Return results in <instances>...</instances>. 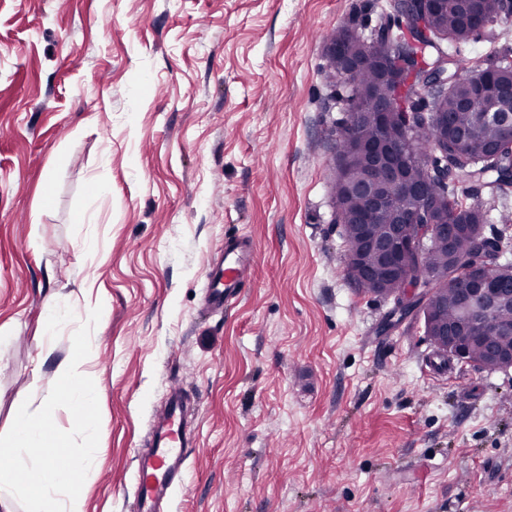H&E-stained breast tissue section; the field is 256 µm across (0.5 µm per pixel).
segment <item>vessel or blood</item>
<instances>
[{"label": "vessel or blood", "instance_id": "obj_1", "mask_svg": "<svg viewBox=\"0 0 512 512\" xmlns=\"http://www.w3.org/2000/svg\"><path fill=\"white\" fill-rule=\"evenodd\" d=\"M256 249L241 236H228L217 261L208 265L204 305L223 313L242 294L256 264ZM190 442L178 389H170L163 418L151 432V446L137 453L136 512H164L173 487L183 484Z\"/></svg>", "mask_w": 512, "mask_h": 512}]
</instances>
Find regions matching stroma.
Wrapping results in <instances>:
<instances>
[{
	"label": "stroma",
	"mask_w": 512,
	"mask_h": 512,
	"mask_svg": "<svg viewBox=\"0 0 512 512\" xmlns=\"http://www.w3.org/2000/svg\"><path fill=\"white\" fill-rule=\"evenodd\" d=\"M391 2L0 0V443L72 351L92 267L105 453L86 512H134L171 386L196 440L169 512H512V369L442 363L419 317L346 272L327 38ZM228 234L257 263L212 315ZM58 292L72 309L39 367Z\"/></svg>",
	"instance_id": "1"
}]
</instances>
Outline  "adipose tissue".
I'll use <instances>...</instances> for the list:
<instances>
[{
    "label": "adipose tissue",
    "instance_id": "ef3b65f1",
    "mask_svg": "<svg viewBox=\"0 0 512 512\" xmlns=\"http://www.w3.org/2000/svg\"><path fill=\"white\" fill-rule=\"evenodd\" d=\"M106 308L101 296L88 305L86 325L75 340V348L56 364L37 408L17 410L18 431L0 445V454L10 457L15 467L11 478L0 479V512H17L21 504L29 505V512H86V487L96 474L102 453L97 444L102 424L92 412L100 385L90 381L87 366L98 349L93 325ZM62 396L83 441L73 468L65 473L55 471L53 457L66 453V445L50 433Z\"/></svg>",
    "mask_w": 512,
    "mask_h": 512
}]
</instances>
